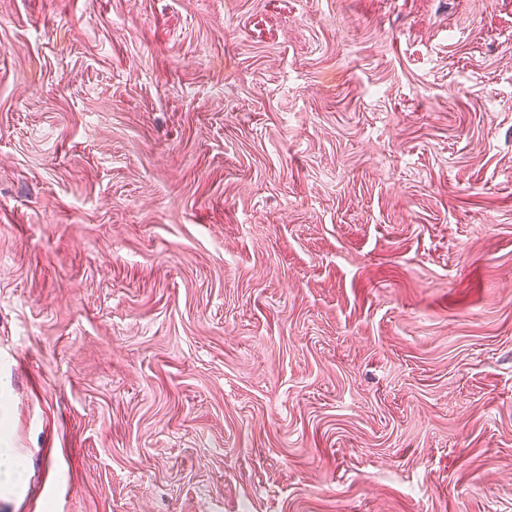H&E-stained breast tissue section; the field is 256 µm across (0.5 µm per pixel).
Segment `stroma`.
I'll return each instance as SVG.
<instances>
[{"label":"stroma","mask_w":512,"mask_h":512,"mask_svg":"<svg viewBox=\"0 0 512 512\" xmlns=\"http://www.w3.org/2000/svg\"><path fill=\"white\" fill-rule=\"evenodd\" d=\"M0 512H512V0H0ZM25 474L23 460L10 448H0V486H16Z\"/></svg>","instance_id":"stroma-1"}]
</instances>
